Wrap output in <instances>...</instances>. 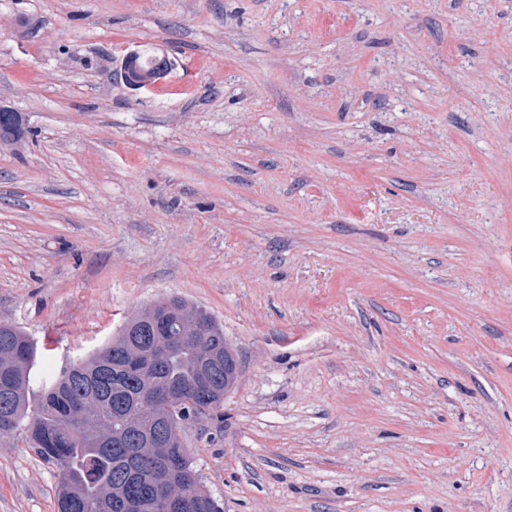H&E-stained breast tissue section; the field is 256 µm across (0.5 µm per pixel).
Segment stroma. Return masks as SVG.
<instances>
[{
	"label": "stroma",
	"mask_w": 512,
	"mask_h": 512,
	"mask_svg": "<svg viewBox=\"0 0 512 512\" xmlns=\"http://www.w3.org/2000/svg\"><path fill=\"white\" fill-rule=\"evenodd\" d=\"M0 106L38 370L178 296L240 359L182 429L224 512H512V0H0ZM58 485L0 437V512ZM122 63L120 79L131 90L144 89L163 78L173 67V60L165 54L143 50L127 57ZM24 120L20 112L0 108V145L13 146L21 139Z\"/></svg>",
	"instance_id": "stroma-1"
}]
</instances>
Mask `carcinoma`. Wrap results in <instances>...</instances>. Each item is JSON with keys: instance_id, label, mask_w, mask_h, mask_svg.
Listing matches in <instances>:
<instances>
[{"instance_id": "obj_1", "label": "carcinoma", "mask_w": 512, "mask_h": 512, "mask_svg": "<svg viewBox=\"0 0 512 512\" xmlns=\"http://www.w3.org/2000/svg\"><path fill=\"white\" fill-rule=\"evenodd\" d=\"M173 60L152 50L127 57L124 87L144 89ZM19 112L0 108V145L23 135ZM37 349L20 327L0 321V436L16 430L60 476L57 512H164L163 492L184 501L172 512H222L198 484L184 442L144 412L154 398L229 391L237 355L209 312L179 298L130 314L118 337L58 375L35 372Z\"/></svg>"}]
</instances>
